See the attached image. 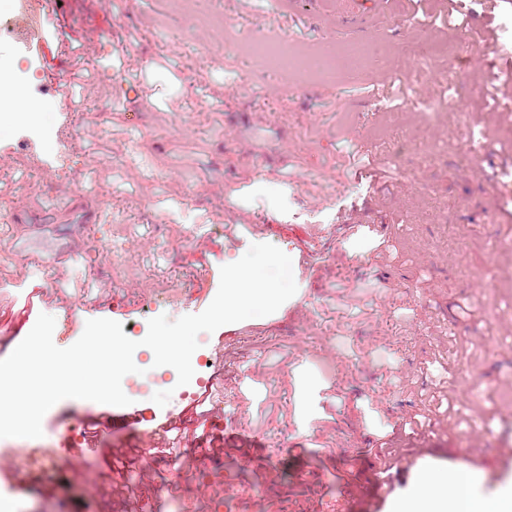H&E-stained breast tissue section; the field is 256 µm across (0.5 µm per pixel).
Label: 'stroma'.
I'll return each mask as SVG.
<instances>
[{
  "mask_svg": "<svg viewBox=\"0 0 512 512\" xmlns=\"http://www.w3.org/2000/svg\"><path fill=\"white\" fill-rule=\"evenodd\" d=\"M67 0L30 59L0 43V85L45 123L0 114V359L38 314L61 348L90 319L146 336L214 299L222 266L255 243L292 260L275 313L198 337L195 380L169 404L79 444L85 468L37 462L0 478L11 512H390L425 470L466 471L471 492L512 486V0ZM282 36L308 57L360 59L337 79L290 81L251 52ZM81 65L76 110L52 89ZM454 93L455 110L435 100ZM207 269L197 278L198 269ZM208 378L214 449L200 482L115 490V453L179 413ZM99 403L65 399L31 448L57 444ZM480 433L468 465L457 456ZM98 485L95 500L84 483Z\"/></svg>",
  "mask_w": 512,
  "mask_h": 512,
  "instance_id": "obj_1",
  "label": "stroma"
}]
</instances>
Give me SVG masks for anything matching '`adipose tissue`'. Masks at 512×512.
<instances>
[{
  "instance_id": "ef3b65f1",
  "label": "adipose tissue",
  "mask_w": 512,
  "mask_h": 512,
  "mask_svg": "<svg viewBox=\"0 0 512 512\" xmlns=\"http://www.w3.org/2000/svg\"><path fill=\"white\" fill-rule=\"evenodd\" d=\"M467 483L462 474L442 478L425 472L412 492L394 503L392 512H512V490L477 499L469 494Z\"/></svg>"
}]
</instances>
